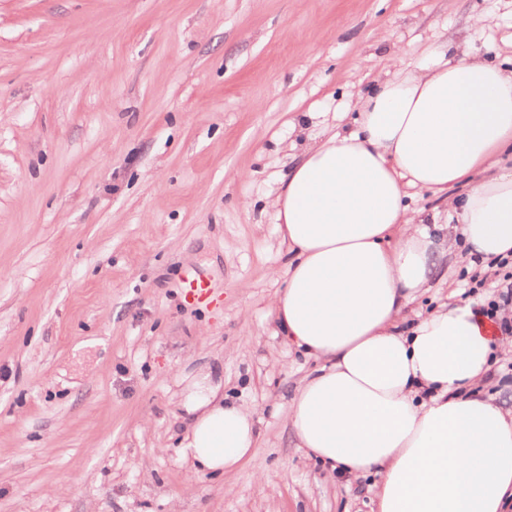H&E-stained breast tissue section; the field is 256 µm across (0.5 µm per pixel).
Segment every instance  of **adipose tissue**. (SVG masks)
<instances>
[{
  "mask_svg": "<svg viewBox=\"0 0 512 512\" xmlns=\"http://www.w3.org/2000/svg\"><path fill=\"white\" fill-rule=\"evenodd\" d=\"M355 110L352 127L306 146L272 201L292 256L277 326L320 363L288 422L311 458L376 472L378 512H503L512 419L470 392L490 367L492 326L469 302L407 332L398 320L453 243L448 224L404 204L406 188L446 196L484 258L512 252V170L497 161L512 145V68L452 45L376 81ZM221 390L206 374L184 402L181 453L198 472L235 470L256 441L253 410Z\"/></svg>",
  "mask_w": 512,
  "mask_h": 512,
  "instance_id": "adipose-tissue-1",
  "label": "adipose tissue"
}]
</instances>
